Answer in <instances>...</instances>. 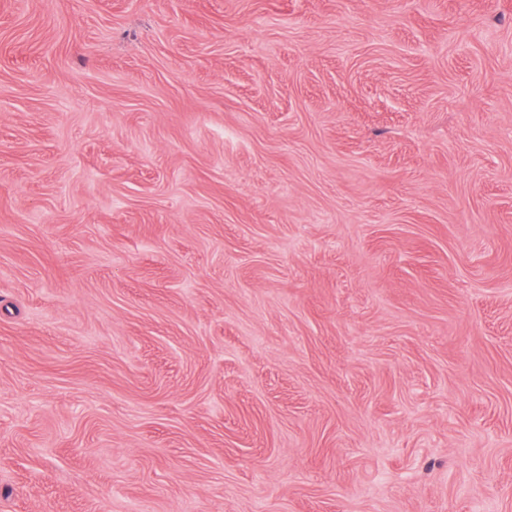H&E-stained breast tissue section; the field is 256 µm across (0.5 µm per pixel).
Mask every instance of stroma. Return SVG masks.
Here are the masks:
<instances>
[{
  "label": "stroma",
  "mask_w": 512,
  "mask_h": 512,
  "mask_svg": "<svg viewBox=\"0 0 512 512\" xmlns=\"http://www.w3.org/2000/svg\"><path fill=\"white\" fill-rule=\"evenodd\" d=\"M0 512H512V0H0Z\"/></svg>",
  "instance_id": "obj_1"
}]
</instances>
